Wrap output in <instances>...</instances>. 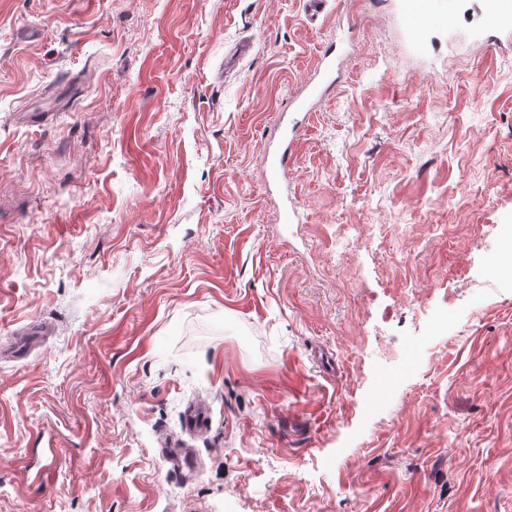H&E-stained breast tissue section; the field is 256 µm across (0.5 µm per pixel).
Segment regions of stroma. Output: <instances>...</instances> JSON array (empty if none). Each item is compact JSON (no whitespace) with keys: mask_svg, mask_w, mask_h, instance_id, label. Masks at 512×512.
Returning a JSON list of instances; mask_svg holds the SVG:
<instances>
[{"mask_svg":"<svg viewBox=\"0 0 512 512\" xmlns=\"http://www.w3.org/2000/svg\"><path fill=\"white\" fill-rule=\"evenodd\" d=\"M480 6L414 43L400 0H0V512H512V49ZM196 401L182 482L158 446ZM327 48L320 57L315 72L302 85L293 99L297 109L311 110L317 106L335 81L336 53ZM297 133L295 127H292L285 147L275 152L267 160L268 184L276 189L282 190L284 187H288V172L290 170L292 146L298 137Z\"/></svg>","mask_w":512,"mask_h":512,"instance_id":"stroma-1","label":"stroma"}]
</instances>
